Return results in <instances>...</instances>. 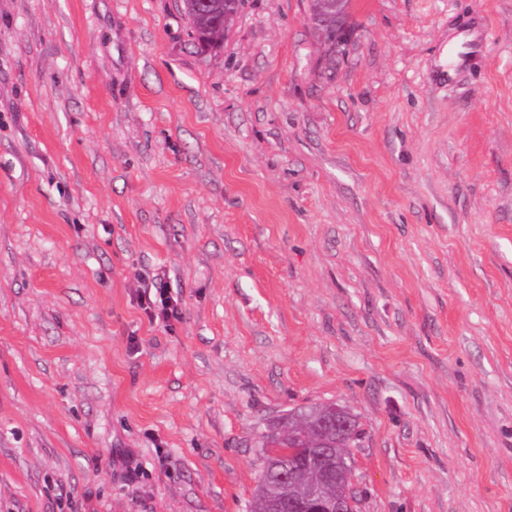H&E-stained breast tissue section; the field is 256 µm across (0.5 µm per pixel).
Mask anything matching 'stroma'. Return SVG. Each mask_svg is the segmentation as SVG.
<instances>
[{
  "label": "stroma",
  "mask_w": 512,
  "mask_h": 512,
  "mask_svg": "<svg viewBox=\"0 0 512 512\" xmlns=\"http://www.w3.org/2000/svg\"><path fill=\"white\" fill-rule=\"evenodd\" d=\"M331 402L359 512H512V0H0V512H249ZM236 1L205 0L203 2H207V7L197 10L190 3L193 0H184L185 11L190 20L194 38L202 48L206 49L215 44L212 39L224 26L226 30L228 29L230 20L239 13L237 10H233ZM168 294V288L164 286L155 288L153 296L150 294L146 296L145 292L142 299V307L151 320L168 323L181 317L177 302L173 301V298ZM273 441L276 442L273 434L263 436L262 440L260 441V447L262 451V455L264 457V460L266 463L268 462V467L265 473L261 471L260 478L263 479L265 487H266V493L267 496L264 497L262 495H258L255 493L254 500L251 504L250 512H271L270 506H269V500L273 499L278 496L280 493V481H279V474L286 468H295V463L290 464L288 461V454L287 455H281L278 457L270 458L267 457L266 454L263 452L264 448H267V451L269 453H277V448H280V446H276L274 448H268V442ZM263 448V449H262ZM272 462V463H271Z\"/></svg>",
  "instance_id": "35a3bbf8"
}]
</instances>
